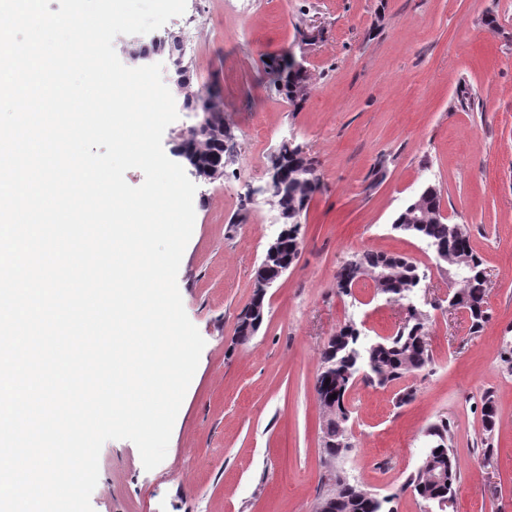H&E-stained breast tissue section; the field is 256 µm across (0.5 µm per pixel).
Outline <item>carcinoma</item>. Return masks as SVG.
<instances>
[{
  "label": "carcinoma",
  "instance_id": "cac0c4a2",
  "mask_svg": "<svg viewBox=\"0 0 512 512\" xmlns=\"http://www.w3.org/2000/svg\"><path fill=\"white\" fill-rule=\"evenodd\" d=\"M166 43V37L150 47L133 41L127 45V49L131 56L144 59L156 54ZM182 66L183 79L179 89L190 106L195 103L191 64L184 60ZM268 68L275 75V91L293 107H300L306 97L308 72L289 70L282 55L271 59ZM217 112L218 122L210 132L181 137L176 151L190 160L193 169L213 170L222 178L226 159L233 156L235 151V142L231 131L224 127L223 109L219 108ZM277 159L281 160L280 168L288 169V175L273 190L271 200L278 214L291 217V222L283 224L285 237L281 250L274 256L263 254L255 271L257 276L263 270L298 259L302 221L306 219L309 205L320 184V174L314 161L299 155L297 145L282 142L277 158L270 159V162ZM441 207L440 189L429 184L397 213L391 228L446 250L453 286L468 304L471 326L478 333L489 319L487 289L482 281L483 261L471 244L469 228L464 224L447 223V218L440 215ZM363 277L372 279L377 294L401 303L404 296L411 295L427 278V274L419 264L406 256L365 250L354 254L341 265L336 272V288L339 293L348 295L353 284ZM265 297L261 289H256L250 304L238 315L237 334L240 342H248L252 331L262 326L263 316L266 315ZM426 323L425 317L414 318L402 324L393 335L372 342L369 349L361 353L358 352L361 332L355 324L349 323L341 327L327 348L322 350L320 368L334 374L336 380L348 388L354 386V374L362 366L367 370V376L362 379L366 384L386 385L406 380L433 364L429 344L420 342V338L425 336ZM319 404L326 413L321 452L329 459H339L352 444L332 448L330 443L350 439L346 421L351 410L342 407L340 398L337 399L335 412L325 397H319ZM427 436L430 437L431 446L425 458L430 460L442 481L433 482L430 470L418 468L407 477L403 490L411 491L427 505H434L455 492L460 481L454 450V424L442 419L427 428ZM326 493L336 498V512H382L383 504L388 502V498H380L371 490L365 496L360 493L359 486L340 478L329 485Z\"/></svg>",
  "mask_w": 512,
  "mask_h": 512
}]
</instances>
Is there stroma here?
Returning a JSON list of instances; mask_svg holds the SVG:
<instances>
[{
	"mask_svg": "<svg viewBox=\"0 0 512 512\" xmlns=\"http://www.w3.org/2000/svg\"><path fill=\"white\" fill-rule=\"evenodd\" d=\"M196 2L193 82L219 86L238 143L223 178L197 185L177 276L205 346L164 461L148 471L134 443L106 442L94 512H316L321 349L348 322L375 339L404 317L371 282L337 294L338 268L364 250L426 267L417 300L434 305L426 325L434 363L411 377L416 397L400 408L396 386L352 388L353 446L337 468L390 497L391 512H423L402 485L422 461L427 428L447 418L461 474L454 512H512V373L500 360L512 348V0H250L245 13L229 0ZM312 26L320 39L303 45ZM290 50L304 52L310 74L297 109L266 75L268 59ZM465 92L473 105H461ZM286 140L305 145L322 186L296 263L269 289L259 331L240 345L237 316L280 231L268 196L244 199L265 185L268 159ZM380 158L382 173L371 175ZM429 183L484 260L490 318L477 334L445 301L448 280L432 251L391 228ZM489 391L497 424L486 461L474 448Z\"/></svg>",
	"mask_w": 512,
	"mask_h": 512,
	"instance_id": "1",
	"label": "stroma"
}]
</instances>
